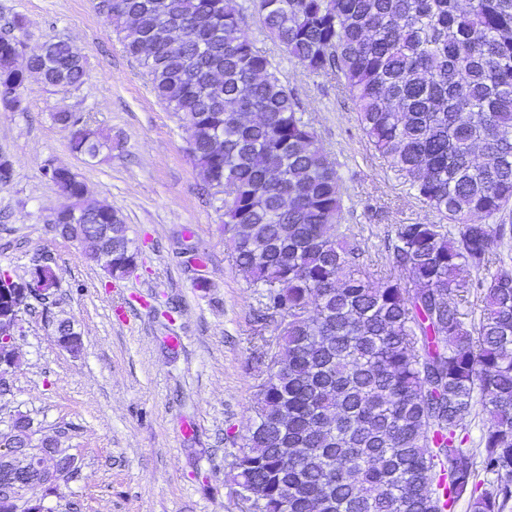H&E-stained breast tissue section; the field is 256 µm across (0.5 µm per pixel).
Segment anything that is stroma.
<instances>
[{
  "mask_svg": "<svg viewBox=\"0 0 512 512\" xmlns=\"http://www.w3.org/2000/svg\"><path fill=\"white\" fill-rule=\"evenodd\" d=\"M95 3L0 0V25L16 14L28 22L25 53L62 39L88 72L73 91L30 79L24 111L0 105V154L14 166L12 182L0 185V269L21 275L50 254L60 299L26 321L12 393L0 400V429L19 412L50 432L67 427L60 445L82 456V476L44 498L51 512H239L230 477L266 370L254 321L261 297L232 260L217 200L200 190L179 115L154 97ZM237 3L248 35L277 64L337 165L343 224L371 272L388 270L397 225L428 211L370 146L340 81L289 60L251 0ZM62 110L90 117L111 148L93 159L72 153L51 118ZM51 165L70 169L90 199L123 215L138 248L133 275L109 278L54 231L52 217L70 201L45 176ZM186 238L209 287H197L186 267ZM57 316L81 332L80 355L58 346Z\"/></svg>",
  "mask_w": 512,
  "mask_h": 512,
  "instance_id": "stroma-1",
  "label": "stroma"
}]
</instances>
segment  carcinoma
<instances>
[{
    "label": "carcinoma",
    "mask_w": 512,
    "mask_h": 512,
    "mask_svg": "<svg viewBox=\"0 0 512 512\" xmlns=\"http://www.w3.org/2000/svg\"><path fill=\"white\" fill-rule=\"evenodd\" d=\"M282 51L336 77L368 142L437 222L397 225L373 277L341 224L336 165L294 94L244 30L235 0H97L154 96L184 116L204 190L224 185L225 240L255 288L277 351L241 435L232 481L261 512H504L512 500V272L493 269L512 225V0H252ZM0 91L28 77L73 90L83 58L49 39L14 64L27 21L0 27ZM185 40L168 45L165 32ZM223 76L213 88L211 73ZM73 153L110 142L71 112ZM55 184L82 213L55 228L90 253L110 225L112 273L128 229L70 170ZM335 232L328 233L329 228ZM481 404L479 452L464 447ZM12 429L53 436L17 414Z\"/></svg>",
    "instance_id": "cac0c4a2"
}]
</instances>
